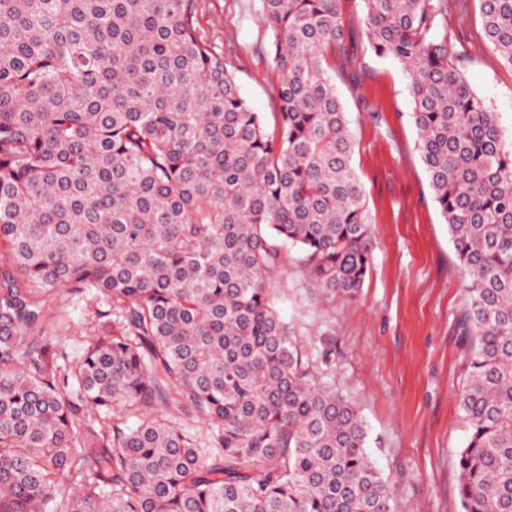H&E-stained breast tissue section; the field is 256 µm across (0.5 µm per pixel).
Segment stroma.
Listing matches in <instances>:
<instances>
[{
	"label": "stroma",
	"mask_w": 512,
	"mask_h": 512,
	"mask_svg": "<svg viewBox=\"0 0 512 512\" xmlns=\"http://www.w3.org/2000/svg\"><path fill=\"white\" fill-rule=\"evenodd\" d=\"M259 7L260 0H200L197 27L230 60L249 104L269 115L277 74L260 53ZM354 11L346 0L362 78L337 80L336 88L371 219L372 269L357 299L333 298L310 285L291 252L275 302L317 376L358 407L393 512H463L458 460L469 424L456 394L467 360L458 326L465 275L417 150L408 80L395 61L370 51ZM481 27L471 10L462 27L470 52L464 77L511 142L512 69L484 47ZM45 307L44 342L65 347L73 361L106 327L90 294L54 290Z\"/></svg>",
	"instance_id": "stroma-1"
}]
</instances>
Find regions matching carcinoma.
<instances>
[{
  "label": "carcinoma",
  "instance_id": "carcinoma-1",
  "mask_svg": "<svg viewBox=\"0 0 512 512\" xmlns=\"http://www.w3.org/2000/svg\"><path fill=\"white\" fill-rule=\"evenodd\" d=\"M473 1L512 68V0H454ZM341 3L261 0L270 124L198 0H0V512H392L359 409L312 374L273 294L284 245L348 299L372 264ZM356 20L407 76L466 277L463 510L512 512V148L448 0H360ZM51 289L109 307L74 364L39 340Z\"/></svg>",
  "mask_w": 512,
  "mask_h": 512
}]
</instances>
